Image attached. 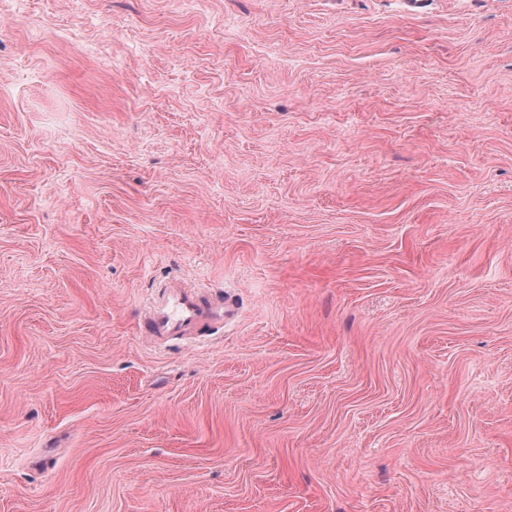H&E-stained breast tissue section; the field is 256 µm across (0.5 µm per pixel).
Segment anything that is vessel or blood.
<instances>
[{"mask_svg":"<svg viewBox=\"0 0 512 512\" xmlns=\"http://www.w3.org/2000/svg\"><path fill=\"white\" fill-rule=\"evenodd\" d=\"M236 307L230 300L208 297L191 288H167L142 318L143 333L160 341L195 329L234 318Z\"/></svg>","mask_w":512,"mask_h":512,"instance_id":"b4317fda","label":"vessel or blood"}]
</instances>
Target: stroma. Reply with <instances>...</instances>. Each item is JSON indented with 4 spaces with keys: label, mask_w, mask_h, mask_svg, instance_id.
Instances as JSON below:
<instances>
[{
    "label": "stroma",
    "mask_w": 512,
    "mask_h": 512,
    "mask_svg": "<svg viewBox=\"0 0 512 512\" xmlns=\"http://www.w3.org/2000/svg\"><path fill=\"white\" fill-rule=\"evenodd\" d=\"M25 8L0 512H512V0ZM235 315L236 307L227 298L206 297L201 289L165 288L142 318L143 335L165 340L202 323L224 324Z\"/></svg>",
    "instance_id": "stroma-1"
}]
</instances>
